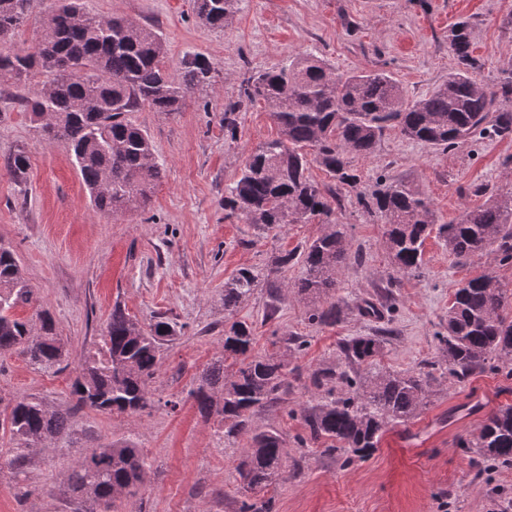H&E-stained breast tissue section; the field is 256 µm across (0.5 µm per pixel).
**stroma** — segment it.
I'll return each instance as SVG.
<instances>
[{
  "mask_svg": "<svg viewBox=\"0 0 512 512\" xmlns=\"http://www.w3.org/2000/svg\"><path fill=\"white\" fill-rule=\"evenodd\" d=\"M82 5L92 14H122L158 27L173 76L181 77L199 56L212 67V85L188 97L181 112L144 106L129 113L166 174L144 211L123 216L96 211L70 154L37 136L18 104L27 87L0 86V241L13 246L29 286L53 314L70 363L53 374L33 369L17 352L0 358V396H33L71 413L67 430L33 450L23 468L12 465L13 449L0 438V512H96L94 503L77 505L65 495L66 475L87 449L125 440L150 462L137 512H239L248 498L236 471L246 441L225 440L223 423L205 418L188 397L222 352L225 324L234 321L252 324L256 354L287 356L302 370L289 376L284 401L252 415L254 428L282 434L288 452L282 473L264 492L272 512H512V466L468 445L489 413L512 405L506 370L486 369L462 383L440 379L420 414L388 426L363 460L301 446L298 416L317 401L308 372L346 369L343 342L380 337L377 370L414 369L441 360L437 334L460 281L489 272L512 293V261L491 250L458 261L435 234L425 243L422 276L398 278L397 287L388 288L395 271L384 226L356 199L380 180L402 179L427 197L437 223L454 222L491 194L512 191V138L476 136L442 151L385 130L374 153L353 162L361 176L357 188L340 191L336 217L348 227L351 251L363 257L341 271L335 295L341 321L310 322V302L285 292V284L304 273L299 262L262 281L234 311L224 309V282L239 268L266 269L275 256L302 250L322 230L289 224L264 232L226 215L225 186L251 150L277 134L264 101L243 96L245 81L314 51L340 72L386 71L408 99H417L456 68L448 28L466 18L478 77L491 88L512 63V0H237L221 29L197 18L194 0ZM230 105L239 123L233 141L224 137ZM20 146L30 156L23 183L3 164ZM276 291L282 300L273 313ZM117 306L142 324L166 317L177 331L162 349L151 384L154 405L122 417L75 409L74 368L94 350ZM293 336L304 337L302 350L293 349Z\"/></svg>",
  "mask_w": 512,
  "mask_h": 512,
  "instance_id": "35a3bbf8",
  "label": "stroma"
}]
</instances>
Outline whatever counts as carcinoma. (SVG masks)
Instances as JSON below:
<instances>
[{"mask_svg":"<svg viewBox=\"0 0 512 512\" xmlns=\"http://www.w3.org/2000/svg\"><path fill=\"white\" fill-rule=\"evenodd\" d=\"M235 0H194L205 24L221 29L232 16ZM39 0H0V83H29L20 99L34 130L73 157L95 208L112 215L146 208L161 183L164 164L148 135L126 115L142 105L155 112L181 111L186 99L211 81V66L197 58L175 78L166 61V45L155 29L119 15L97 16L79 0H57L43 19L47 34L34 53L5 49ZM448 49L458 67L448 80L413 101L383 71L340 73L313 53L246 80L243 93L263 100L279 130L277 138L260 144L247 156L239 175L224 190V209L264 231L287 224H323L324 231L303 252L275 257L264 272L242 268L224 282V310L233 311L261 280L301 259L306 272L285 285L294 295L316 300L339 286L338 275L351 254L347 229L336 219L337 189L355 188L360 177L352 159L367 157L388 127L444 151L476 135L512 136V65L501 69L489 91L477 79L472 56L471 24L459 20L448 29ZM79 70L83 77L75 79ZM235 108L224 109V136L237 138ZM316 163L334 182L320 188L307 171ZM18 182L30 166L19 147L5 158ZM359 206L385 224L386 247L397 274L420 276L424 247L432 230L460 260L490 248L502 261L512 260V191L495 194L480 207L465 211L451 224L435 225L426 198L411 184L389 182L370 193L357 194ZM507 291L491 274L469 279L456 289L448 322L439 340L444 370L463 382L491 361L512 362V316ZM35 309L36 321L17 316L18 308ZM341 306L330 301L310 310L309 320L334 325ZM175 335L162 319L142 325L116 306L100 336L97 351L80 364L70 386L75 407L110 415H134L152 408L150 383L162 360V342ZM251 326L236 321L224 330V351L201 374L190 392L198 411L224 422V438L247 439L237 465L242 489L266 490L285 466L284 441L276 430L252 428L249 413L284 400L288 393V362L273 353L252 354ZM380 339L359 336L342 353L365 372L352 377L332 368L311 371L312 386L322 400L302 408L305 435L301 443H322L359 459L377 448L388 424L416 418L437 381L438 363L425 362L417 371L382 374L374 370ZM15 352L41 371L68 368L69 351L48 311L42 309L20 271L10 248L0 246V357ZM347 391L336 393V383ZM69 412L51 410L34 397L0 396V431L9 434L15 461L61 435ZM474 447L481 455L512 466V406L491 412ZM150 468L147 456L131 442L91 448L70 469L65 484L77 500H89L114 512L115 492L140 486Z\"/></svg>","mask_w":512,"mask_h":512,"instance_id":"cac0c4a2","label":"carcinoma"}]
</instances>
